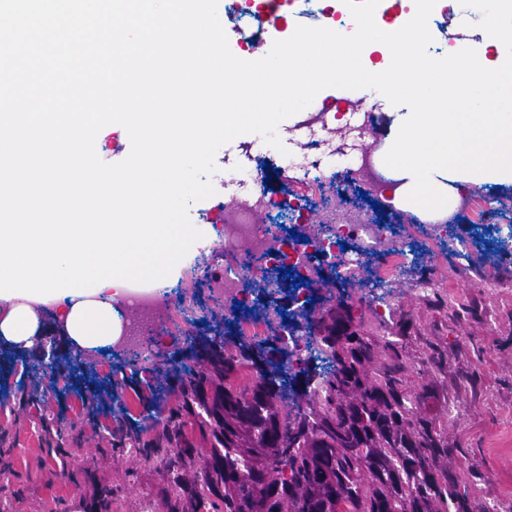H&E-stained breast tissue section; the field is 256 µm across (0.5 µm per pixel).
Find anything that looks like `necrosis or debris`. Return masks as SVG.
Wrapping results in <instances>:
<instances>
[{
    "instance_id": "1",
    "label": "necrosis or debris",
    "mask_w": 512,
    "mask_h": 512,
    "mask_svg": "<svg viewBox=\"0 0 512 512\" xmlns=\"http://www.w3.org/2000/svg\"><path fill=\"white\" fill-rule=\"evenodd\" d=\"M284 9L311 14L341 34L356 29L351 13L329 6L327 0H227V11L237 20L238 58L248 59L259 34L276 40L287 37L288 28L280 16ZM323 146L320 140L307 142L301 175L288 195L271 192L269 175L262 169L249 173L256 190L247 198L227 194L221 180L206 187L212 198L224 203L218 244L235 254L236 260L224 269L220 299L226 316L236 321L242 335H264L265 313L279 306L278 293L267 286L264 267L255 266V258H263L264 266H281L291 273L288 303L294 311L310 307L307 280L314 273L324 270L343 280L370 273L388 282L414 259L409 245L415 239L416 225L384 223L351 201L352 191L374 196L389 183L391 172L381 162V144L375 141L364 147L357 165L342 172L329 171ZM307 201L327 215L347 214V223H327L310 235L303 234L301 225L277 223L278 214H300ZM123 298L120 333L124 348L143 356L163 336L186 333L198 317L193 299L165 283H130Z\"/></svg>"
}]
</instances>
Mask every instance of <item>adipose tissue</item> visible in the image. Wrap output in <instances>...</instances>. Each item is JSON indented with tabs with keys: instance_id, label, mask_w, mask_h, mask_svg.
<instances>
[{
	"instance_id": "obj_1",
	"label": "adipose tissue",
	"mask_w": 512,
	"mask_h": 512,
	"mask_svg": "<svg viewBox=\"0 0 512 512\" xmlns=\"http://www.w3.org/2000/svg\"><path fill=\"white\" fill-rule=\"evenodd\" d=\"M511 84L512 68L467 80L463 112L449 111L447 89L432 88L433 111L403 120L383 156L400 180L395 196L442 213L458 207L466 185L512 183V111L489 105L497 86ZM257 86L260 107L173 112L160 131L143 113H126L121 131L140 134V153L121 172L103 173L77 152L110 130L112 113L53 111L40 91L18 93L1 75L0 338L33 346L48 312L80 347L114 343L113 304L128 282L168 277L216 239L213 225L183 221L211 151L276 124L277 108L295 107L306 93L297 79ZM119 208L133 211L135 223H112Z\"/></svg>"
}]
</instances>
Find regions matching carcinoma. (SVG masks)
Instances as JSON below:
<instances>
[{"mask_svg": "<svg viewBox=\"0 0 512 512\" xmlns=\"http://www.w3.org/2000/svg\"><path fill=\"white\" fill-rule=\"evenodd\" d=\"M303 320L322 370L295 371L287 348L262 340L190 336V357L157 367L178 402L162 429L109 430L163 467L168 512H469L468 494L440 468L448 448L438 418L418 414L432 394L408 390L396 343L387 341L389 361L371 371L372 340L354 330L341 355L316 317ZM83 365L77 350L26 363L23 400L46 406ZM244 370L249 381L234 384ZM77 397L115 420L126 410L114 387ZM113 502L112 488L97 485L86 512H112Z\"/></svg>", "mask_w": 512, "mask_h": 512, "instance_id": "obj_1", "label": "carcinoma"}]
</instances>
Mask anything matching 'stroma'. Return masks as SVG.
<instances>
[{
	"mask_svg": "<svg viewBox=\"0 0 512 512\" xmlns=\"http://www.w3.org/2000/svg\"><path fill=\"white\" fill-rule=\"evenodd\" d=\"M445 5L438 0L428 21L433 48L462 42L476 50L485 67H499L506 58L504 45L478 27L464 26ZM369 110L377 122L368 134H359L352 116ZM317 112L331 113L328 127L297 128L300 116ZM409 113L377 91L354 97L344 83H324L299 108L282 110L273 130L225 141L211 153L200 178L228 179L229 194H243L249 187L239 183L240 174L266 166L273 170L274 185H289L300 175L297 165L310 133L329 141L334 168L343 171L352 166L357 148L375 138L390 139L399 117ZM140 147L135 134L108 136L96 147V163L104 170L124 169ZM457 233L467 239L466 248L426 253L423 276L392 281L390 317H375L360 289L350 286L346 293L355 328L375 343L376 361L386 357L385 342L396 341L410 390L431 389L426 407L442 422L448 474L466 488L473 508L512 512V254L486 253L471 225H459ZM441 270L448 274L447 286L427 289L426 280ZM187 348L184 335L174 333L135 368H126L116 349L86 354L84 360L97 377L116 383L123 399L133 401L156 384L154 365L185 355ZM22 379V365L0 366V394L9 398L0 411V468L12 471L10 480L0 483V501L7 502L9 512H81L80 499L95 483L112 487L113 512H140L147 502L153 512H167L165 473L157 463L110 447L60 399H50L44 412H37L17 395ZM47 422L76 425L84 432L82 443L67 444L64 455L48 456L41 442ZM65 467L75 480L61 476Z\"/></svg>",
	"mask_w": 512,
	"mask_h": 512,
	"instance_id": "stroma-1",
	"label": "stroma"
}]
</instances>
